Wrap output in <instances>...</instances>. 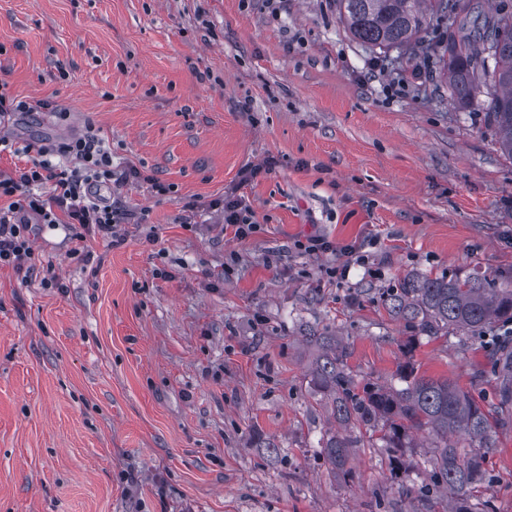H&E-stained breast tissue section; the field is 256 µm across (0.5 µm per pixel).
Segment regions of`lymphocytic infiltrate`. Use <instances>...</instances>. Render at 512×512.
I'll list each match as a JSON object with an SVG mask.
<instances>
[{
    "mask_svg": "<svg viewBox=\"0 0 512 512\" xmlns=\"http://www.w3.org/2000/svg\"><path fill=\"white\" fill-rule=\"evenodd\" d=\"M2 151L28 157L25 167L0 171V268L8 267L19 274L35 269L32 234L38 224L68 225L72 231L70 254L84 262L91 259L85 247L87 238L98 236L114 246L123 244L115 224L118 219L128 218L129 213L100 196L101 189L111 187L113 182L143 181L160 195L174 190L173 185L154 181L134 166L115 173L112 149L91 124L82 133L38 146L20 147L11 137L1 135ZM294 247L309 255L339 252V264L327 269L333 278L344 277L350 262L365 259L361 246L339 247L324 237L298 240Z\"/></svg>",
    "mask_w": 512,
    "mask_h": 512,
    "instance_id": "obj_1",
    "label": "lymphocytic infiltrate"
}]
</instances>
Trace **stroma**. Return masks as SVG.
Here are the masks:
<instances>
[{
    "label": "stroma",
    "mask_w": 512,
    "mask_h": 512,
    "mask_svg": "<svg viewBox=\"0 0 512 512\" xmlns=\"http://www.w3.org/2000/svg\"><path fill=\"white\" fill-rule=\"evenodd\" d=\"M0 85L69 112L19 117L15 140L91 121L114 169L174 187L113 188L145 220L118 247L88 238L90 263L40 224L39 277L0 269V512H445L418 494L426 434L367 433L349 474L328 471L341 426L310 387L307 327L347 344L358 384L401 388L411 363L471 391L497 422L471 507L512 512L494 350L418 335L380 300L410 271L512 273V160L480 104L353 40L335 0H0ZM233 190L261 226L244 242L210 206ZM311 236L367 257L328 277L337 254L293 247Z\"/></svg>",
    "instance_id": "35a3bbf8"
}]
</instances>
